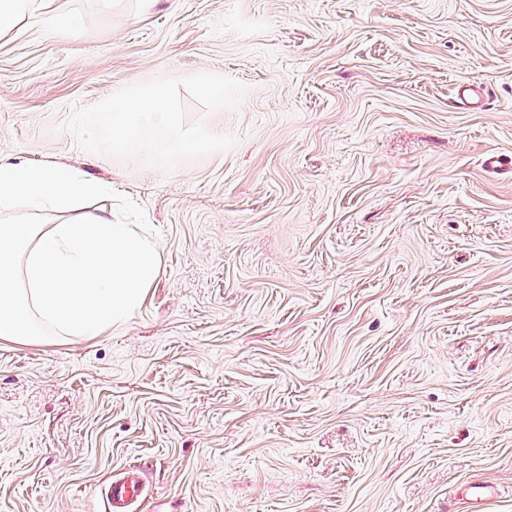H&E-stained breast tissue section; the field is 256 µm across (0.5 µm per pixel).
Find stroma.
Masks as SVG:
<instances>
[{
	"instance_id": "stroma-1",
	"label": "stroma",
	"mask_w": 512,
	"mask_h": 512,
	"mask_svg": "<svg viewBox=\"0 0 512 512\" xmlns=\"http://www.w3.org/2000/svg\"><path fill=\"white\" fill-rule=\"evenodd\" d=\"M72 15L66 30L45 11ZM212 73L237 138L167 172L63 123ZM489 89L459 106L458 85ZM512 0H33L0 160L108 186L162 271L123 324L0 340V512H512ZM142 491V482L134 472L115 478L105 492L109 512H129L132 503Z\"/></svg>"
}]
</instances>
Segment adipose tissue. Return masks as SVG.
I'll return each instance as SVG.
<instances>
[{"mask_svg": "<svg viewBox=\"0 0 512 512\" xmlns=\"http://www.w3.org/2000/svg\"><path fill=\"white\" fill-rule=\"evenodd\" d=\"M101 191L64 166L0 161V339L41 343L45 323L92 336L141 306L159 248L137 225L73 215Z\"/></svg>", "mask_w": 512, "mask_h": 512, "instance_id": "adipose-tissue-1", "label": "adipose tissue"}]
</instances>
